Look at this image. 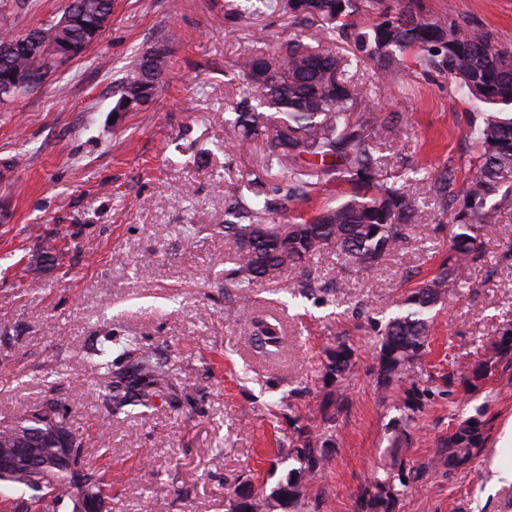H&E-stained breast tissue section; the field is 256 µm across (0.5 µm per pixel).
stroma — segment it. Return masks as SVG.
I'll use <instances>...</instances> for the list:
<instances>
[{
    "label": "stroma",
    "mask_w": 512,
    "mask_h": 512,
    "mask_svg": "<svg viewBox=\"0 0 512 512\" xmlns=\"http://www.w3.org/2000/svg\"><path fill=\"white\" fill-rule=\"evenodd\" d=\"M66 4L0 0V28L28 31ZM423 5L434 14L454 8L512 49V0ZM295 34L265 0L240 19L228 17L225 0H114L96 44L0 105V426L40 405L64 414L83 437L84 465L109 485L112 512H226L239 482L268 494L285 480L296 422L314 421L338 388L344 403L329 464L311 484L312 512H359L362 490L390 464L398 419L413 436L406 464L421 477L397 512H512V480L501 475L512 453L500 446L512 423V361L474 390L444 380L483 360L495 327L512 322V201L468 287L435 308L410 394L378 387L375 340L396 304L448 255L450 225L429 196L417 217L428 232L373 272L339 270L324 253L309 263L316 292L292 296L296 270L256 282L242 307L227 286L236 267L227 207L238 195L274 196L288 179L287 167L267 163L271 136L242 147L226 132L241 92L231 65ZM162 44L168 63L146 111L113 115L116 80ZM380 76L371 61L356 74L374 111L409 127L398 139L377 137L387 173L467 176L476 114L447 76L413 62L389 88H379ZM261 320L281 327L277 356L261 355L242 332ZM128 338L179 374L150 407L117 413L86 358ZM341 342L355 365L337 387L322 375L327 350ZM487 399L484 447L467 468L449 469L441 452L449 424Z\"/></svg>",
    "instance_id": "obj_1"
}]
</instances>
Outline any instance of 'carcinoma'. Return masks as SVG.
<instances>
[{
	"instance_id": "cac0c4a2",
	"label": "carcinoma",
	"mask_w": 512,
	"mask_h": 512,
	"mask_svg": "<svg viewBox=\"0 0 512 512\" xmlns=\"http://www.w3.org/2000/svg\"><path fill=\"white\" fill-rule=\"evenodd\" d=\"M77 5V22L67 29L76 43L85 41L88 31L103 29L101 22L112 12V0H71ZM379 0H277L274 7L293 18L299 26L317 23L312 34L296 36L281 43L272 54H250L236 62V74L245 88L244 96L225 124L240 145L265 135L272 116L266 107L280 115L273 151L267 165L287 160L288 201L304 203L316 183L336 184L340 189L336 204L328 205L310 218L298 216L290 224H269L271 207L259 195L233 202L224 225L237 249L235 288L245 296L258 280H274L283 271L301 268L304 277L297 282L301 294L316 290L306 263L321 251L336 255L340 269H374L380 259L398 251L416 234L427 231L424 224L412 223L420 191L428 189L452 223L448 258L435 276L407 295L398 311L378 336L377 384L394 389L406 383L414 365L429 347V313L448 288L463 287L469 267L482 257L486 236L495 231L499 205L493 200L512 192V51L500 49L491 32L472 26L453 9L432 15L418 0H406L394 13H383L379 21L360 29L351 17L377 10ZM50 22L25 33L0 29V76L14 69H28L43 84L57 61L45 45ZM353 43L364 56L380 62L384 75L391 78L407 67L414 56L418 63L448 75L451 83L479 113L480 121L468 135L476 144L470 160L469 176L453 199L460 208L448 212V189L454 185L446 175L435 178L408 176L398 182L387 177L378 156L379 131L408 134V127L372 110L363 87L350 73V59L340 54L338 39ZM142 60H136L115 84L112 111L141 112L152 100L159 83L141 74ZM315 167L318 182L307 180L309 167ZM260 348L269 357L279 354L278 327L262 324ZM131 372L112 361V349L103 347L89 358L92 369L104 383L118 411L139 403L169 387L175 365L160 362L141 349H125ZM512 357V324L498 329L488 346V360L476 364L460 378L474 387L492 372L496 361ZM352 366V350L340 344L329 351L325 377L344 380ZM45 413L35 408L12 424L0 427V450L29 429L31 418ZM490 404L485 401L473 412L455 421L444 443L448 469L467 466L482 447L488 425ZM387 453L392 464L402 465L411 437L405 424L391 427ZM296 438L288 457L299 467L288 472L270 498L234 491L228 512H265L273 504L288 505L305 512L311 495L310 482L322 471L326 454L323 435L305 425L295 428ZM420 473L410 475L385 470L373 476L371 488L360 496L367 512H395L410 485ZM4 482L23 486L32 500L51 499L56 505L71 500L72 481L58 472L42 487L34 477L19 472Z\"/></svg>"
}]
</instances>
